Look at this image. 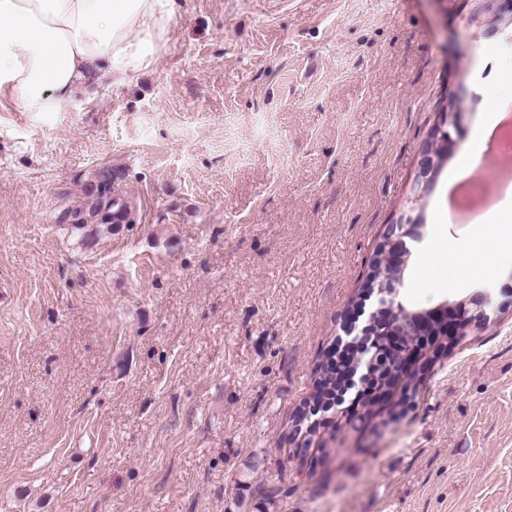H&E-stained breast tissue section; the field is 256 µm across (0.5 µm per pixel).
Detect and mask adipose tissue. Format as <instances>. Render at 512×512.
<instances>
[{"label": "adipose tissue", "instance_id": "ef3b65f1", "mask_svg": "<svg viewBox=\"0 0 512 512\" xmlns=\"http://www.w3.org/2000/svg\"><path fill=\"white\" fill-rule=\"evenodd\" d=\"M176 0H0V103L39 112L121 88L157 62Z\"/></svg>", "mask_w": 512, "mask_h": 512}]
</instances>
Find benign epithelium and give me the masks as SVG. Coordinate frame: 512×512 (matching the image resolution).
Here are the masks:
<instances>
[{
    "instance_id": "7a95c632",
    "label": "benign epithelium",
    "mask_w": 512,
    "mask_h": 512,
    "mask_svg": "<svg viewBox=\"0 0 512 512\" xmlns=\"http://www.w3.org/2000/svg\"><path fill=\"white\" fill-rule=\"evenodd\" d=\"M458 120L457 112L444 114L431 140L423 147L412 206L394 223L386 225L374 257V273L365 282L364 298L373 299L372 310L366 314L364 306H358L359 315L366 316L365 321L361 325L356 318L345 322L347 350H338L330 357L329 368L336 372V378L347 382L351 388L355 386L354 379H359L360 395L388 393L389 386L377 383L383 366L404 372L416 360L424 344L437 349L443 337L458 333L460 324L488 320L490 301L484 294L473 295L456 305L444 303L421 311H409L399 300L398 287L410 254L409 242L420 240L424 228L417 209L433 187L447 151L454 145L451 131L458 128ZM400 315L406 316L412 335H406L401 323L395 321Z\"/></svg>"
}]
</instances>
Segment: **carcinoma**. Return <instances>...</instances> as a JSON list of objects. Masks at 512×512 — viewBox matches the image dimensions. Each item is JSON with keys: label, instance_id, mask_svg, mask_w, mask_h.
Instances as JSON below:
<instances>
[{"label": "carcinoma", "instance_id": "obj_1", "mask_svg": "<svg viewBox=\"0 0 512 512\" xmlns=\"http://www.w3.org/2000/svg\"><path fill=\"white\" fill-rule=\"evenodd\" d=\"M122 178V172L111 167H102L88 173L82 185L86 202L81 206L67 207L61 210L56 222L64 224L79 242L87 244L94 241L102 231L112 232L123 224L136 221V209L129 201L114 190V184ZM315 391L310 401L317 404L332 405L336 398L338 382L336 376L325 368H320L316 377ZM317 428L308 426L299 415L292 418V433L310 445L316 436Z\"/></svg>", "mask_w": 512, "mask_h": 512}]
</instances>
